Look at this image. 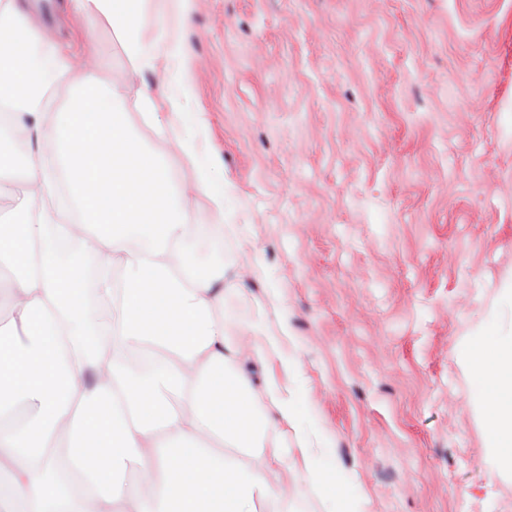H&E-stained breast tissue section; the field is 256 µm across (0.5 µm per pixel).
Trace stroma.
<instances>
[{
  "label": "stroma",
  "mask_w": 512,
  "mask_h": 512,
  "mask_svg": "<svg viewBox=\"0 0 512 512\" xmlns=\"http://www.w3.org/2000/svg\"><path fill=\"white\" fill-rule=\"evenodd\" d=\"M206 151L224 174L220 311L330 434L362 512H512L467 349L512 329V0H190ZM107 82L138 91L111 25ZM281 337L258 355L244 333ZM291 512H325L294 433Z\"/></svg>",
  "instance_id": "stroma-1"
}]
</instances>
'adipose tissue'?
Wrapping results in <instances>:
<instances>
[{
    "label": "adipose tissue",
    "mask_w": 512,
    "mask_h": 512,
    "mask_svg": "<svg viewBox=\"0 0 512 512\" xmlns=\"http://www.w3.org/2000/svg\"><path fill=\"white\" fill-rule=\"evenodd\" d=\"M145 0H68L87 29L108 22L139 75L130 96L76 72L67 100L51 88L71 70L69 44L0 6V143L22 149L25 188L0 224L10 319L0 324V512H288L267 448L298 427L303 405L268 382L257 394L216 311L224 304V240L203 222L131 111L175 131L198 190L224 211V175L203 156L205 114L193 103L182 26L147 31ZM79 239L97 262L96 299L47 247ZM214 244L199 258L197 241ZM123 273L115 284L114 270ZM497 473L512 476V332L488 326L468 352Z\"/></svg>",
    "instance_id": "ef3b65f1"
}]
</instances>
